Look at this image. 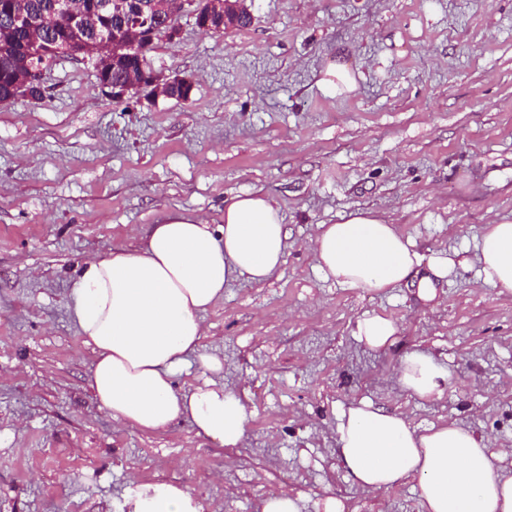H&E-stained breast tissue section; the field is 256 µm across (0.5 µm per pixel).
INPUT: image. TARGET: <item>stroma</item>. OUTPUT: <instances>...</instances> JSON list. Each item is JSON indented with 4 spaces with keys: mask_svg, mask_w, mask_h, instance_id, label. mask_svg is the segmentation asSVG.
Masks as SVG:
<instances>
[{
    "mask_svg": "<svg viewBox=\"0 0 512 512\" xmlns=\"http://www.w3.org/2000/svg\"><path fill=\"white\" fill-rule=\"evenodd\" d=\"M250 24L213 34L193 6L157 40L153 70L194 78L190 99L114 101L88 60L43 72L42 100L0 104V512H122L130 474L188 488L202 512H262L269 491L317 512H421L415 480L366 491L336 457L339 409L366 400L426 427L454 421L512 448V296L477 283L485 225L512 221V0H245ZM352 92L330 95L328 63ZM253 191L280 206L285 261L226 285L204 315L247 438L225 447L189 421L144 432L98 407L95 353L67 295L83 261L135 249L171 212L224 221ZM369 210L422 258L467 266L433 302L404 285L343 288L316 268V225ZM389 317L372 351L353 329ZM430 355L448 388L426 401L393 369ZM324 78L321 83L327 87H335L341 84L346 91H352L355 88V78L348 67L342 64L329 63L324 72ZM337 79V83L336 80ZM397 334L395 323L388 317L373 314L359 317L353 330L354 338L373 350L393 344Z\"/></svg>",
    "mask_w": 512,
    "mask_h": 512,
    "instance_id": "stroma-1",
    "label": "stroma"
}]
</instances>
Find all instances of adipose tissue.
<instances>
[{
    "instance_id": "1",
    "label": "adipose tissue",
    "mask_w": 512,
    "mask_h": 512,
    "mask_svg": "<svg viewBox=\"0 0 512 512\" xmlns=\"http://www.w3.org/2000/svg\"><path fill=\"white\" fill-rule=\"evenodd\" d=\"M288 233L270 197L247 192L224 203V221L169 213L150 225L137 251L115 249L84 261L68 293L79 336L97 351L90 387L99 409L143 431L188 420L198 435L224 446L241 444L247 413L241 396L225 388L219 356L199 351L206 334L203 313L224 298V287L267 280L284 261ZM317 268L345 288L381 292L416 286L423 302L455 267L436 253L422 261L414 242L370 211L336 224L318 225L311 239ZM478 278L512 296V222L490 224L476 246ZM427 274H420V267ZM395 323L359 317L354 338L373 350L393 344ZM205 373L185 391L174 378L188 366ZM400 386L423 400L441 395L448 376L430 356L406 354L396 369ZM336 456L347 478L369 490H389L416 479L423 512H512V470L495 459L485 436L451 421L424 429L402 415L363 401L337 417ZM126 512H201L185 487L133 481Z\"/></svg>"
}]
</instances>
